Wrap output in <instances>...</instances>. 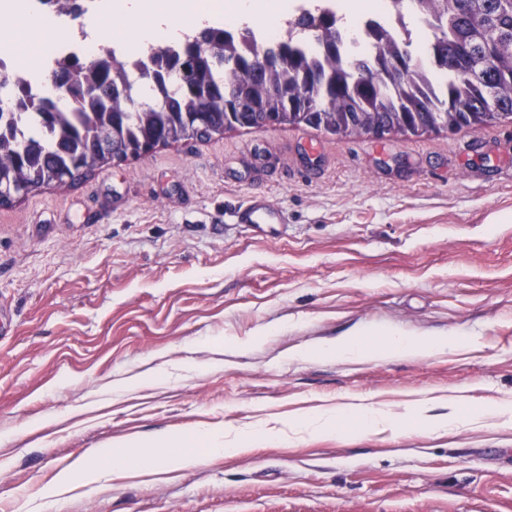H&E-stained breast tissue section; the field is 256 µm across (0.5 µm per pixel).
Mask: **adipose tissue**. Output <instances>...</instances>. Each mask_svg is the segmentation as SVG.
I'll use <instances>...</instances> for the list:
<instances>
[{
  "mask_svg": "<svg viewBox=\"0 0 512 512\" xmlns=\"http://www.w3.org/2000/svg\"><path fill=\"white\" fill-rule=\"evenodd\" d=\"M287 0H228L225 14L205 12L195 7L192 0H120L111 4L104 0L99 27L91 33L93 39H108L110 43L129 50L147 47L158 40H174L186 29L214 25L220 17L242 23L262 17L268 20L279 17ZM43 24L26 15H18L9 27L0 29V48L10 50L17 63L24 68L39 64L44 40ZM449 345L447 338L435 337L419 340L398 332L380 336L375 343H368L357 336H346L319 347L322 355L367 358L383 352L407 355L418 350L440 352ZM347 419L359 429L391 430L396 426L395 417L387 410L365 404L347 402L324 407L303 416L290 424L288 429H276L260 423L235 433L220 429L201 431V438L209 441L214 452L233 455L248 452L256 444L269 440L286 439L288 433L326 435L334 433L339 419ZM99 467L89 472L82 463H75L61 474L60 490L91 477H106L118 469L148 468L164 464L170 468H182L195 461L194 454L185 448L177 435H162L147 443H137L134 453L120 452L111 448L98 451Z\"/></svg>",
  "mask_w": 512,
  "mask_h": 512,
  "instance_id": "ef3b65f1",
  "label": "adipose tissue"
}]
</instances>
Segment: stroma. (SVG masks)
I'll return each mask as SVG.
<instances>
[{
  "label": "stroma",
  "instance_id": "1",
  "mask_svg": "<svg viewBox=\"0 0 512 512\" xmlns=\"http://www.w3.org/2000/svg\"><path fill=\"white\" fill-rule=\"evenodd\" d=\"M283 211L259 237L232 214ZM0 512H512V123L339 137L238 129L0 206ZM441 354L299 358L355 333ZM449 431L413 424L411 404ZM361 400L353 430L116 472L45 497L98 449L287 424ZM426 403L427 402L425 400L417 401L414 403V406L419 409L416 411V413L419 415L423 425L429 428L449 431L456 427L460 422V418L456 412H451L448 413V415H443L440 417L427 415Z\"/></svg>",
  "mask_w": 512,
  "mask_h": 512
}]
</instances>
